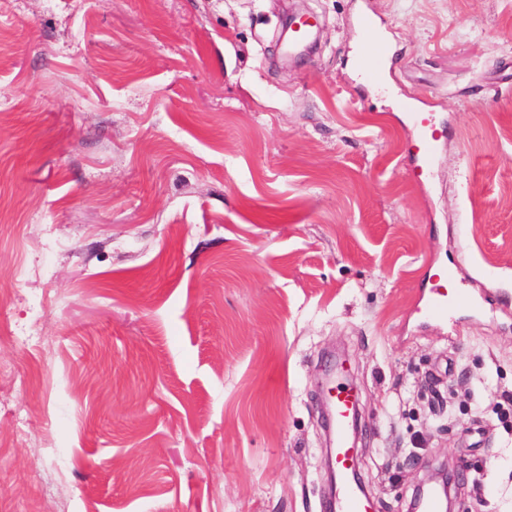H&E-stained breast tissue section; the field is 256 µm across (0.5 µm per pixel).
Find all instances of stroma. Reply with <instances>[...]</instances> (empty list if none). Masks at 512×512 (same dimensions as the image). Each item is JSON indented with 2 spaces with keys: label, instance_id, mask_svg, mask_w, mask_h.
Listing matches in <instances>:
<instances>
[{
  "label": "stroma",
  "instance_id": "stroma-1",
  "mask_svg": "<svg viewBox=\"0 0 512 512\" xmlns=\"http://www.w3.org/2000/svg\"><path fill=\"white\" fill-rule=\"evenodd\" d=\"M511 181L512 0H0V512H324L335 356L375 512H512ZM357 26L364 41L372 45L368 61L358 67V76L368 85L382 89L390 50L385 42L377 37L375 22L370 14H362L358 18ZM416 140L418 142L419 163L422 168H429L436 153L437 133L429 116L414 113ZM431 285L425 286L423 294V310L427 319L435 322L447 321L448 316L457 309L472 308L473 298L465 288H454L448 295V285L455 284L456 275L453 267L443 269L442 274L435 275Z\"/></svg>",
  "mask_w": 512,
  "mask_h": 512
}]
</instances>
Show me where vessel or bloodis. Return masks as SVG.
Wrapping results in <instances>:
<instances>
[{"label":"vessel or blood","instance_id":"vessel-or-blood-1","mask_svg":"<svg viewBox=\"0 0 512 512\" xmlns=\"http://www.w3.org/2000/svg\"><path fill=\"white\" fill-rule=\"evenodd\" d=\"M364 41L371 43V54L358 68V76L367 84L383 87L386 62L390 50L376 35L375 22L371 15H361L357 21ZM416 140L418 142L419 163L429 167L436 153L437 133L429 116L414 115ZM453 268H445L432 278L423 294V310L427 319L441 322L457 309L473 307L474 300L466 289L456 287ZM359 405V396L354 389L336 387L329 407L331 419L330 439L336 444V467L338 469V496L336 512H371L372 502L353 482L351 475L358 462L357 449L349 443L350 421Z\"/></svg>","mask_w":512,"mask_h":512}]
</instances>
